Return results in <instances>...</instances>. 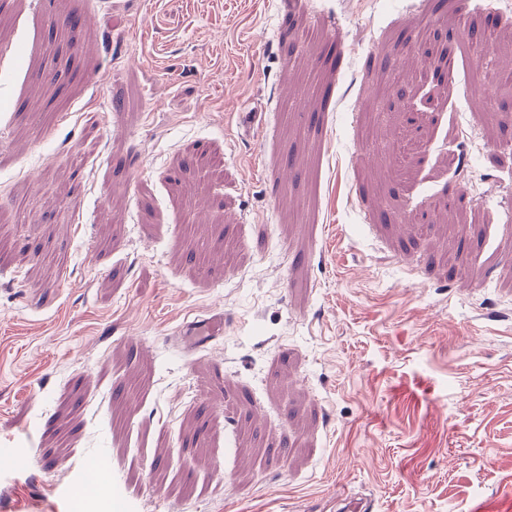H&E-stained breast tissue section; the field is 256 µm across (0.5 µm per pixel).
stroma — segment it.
Wrapping results in <instances>:
<instances>
[{"label": "stroma", "mask_w": 512, "mask_h": 512, "mask_svg": "<svg viewBox=\"0 0 512 512\" xmlns=\"http://www.w3.org/2000/svg\"><path fill=\"white\" fill-rule=\"evenodd\" d=\"M490 15L512 73V0H0V512H512ZM224 332V317L222 314H213L197 320L185 330L189 336L190 345L196 350H206Z\"/></svg>", "instance_id": "35a3bbf8"}]
</instances>
